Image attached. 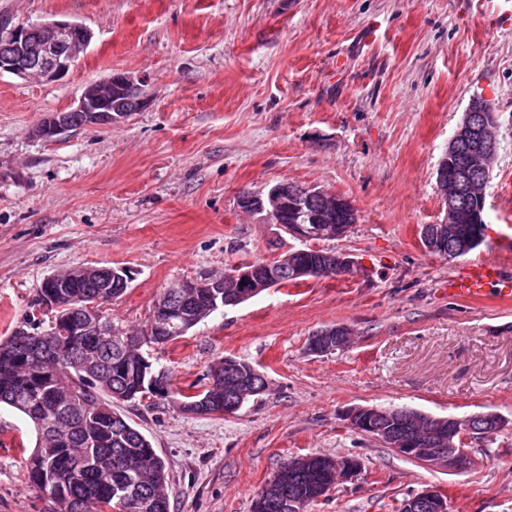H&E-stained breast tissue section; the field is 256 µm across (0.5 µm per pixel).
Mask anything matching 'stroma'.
I'll list each match as a JSON object with an SVG mask.
<instances>
[{"label": "stroma", "mask_w": 512, "mask_h": 512, "mask_svg": "<svg viewBox=\"0 0 512 512\" xmlns=\"http://www.w3.org/2000/svg\"><path fill=\"white\" fill-rule=\"evenodd\" d=\"M27 25L75 20L94 37L53 80L0 75V338L30 317L44 278L78 266L132 279L109 314L143 330L171 285L272 260L291 244L237 205L279 182L346 196L358 221L323 249L357 272L269 288L142 352L174 388L200 389L233 356L268 388L229 415L169 400L118 403L164 460L170 512H253L282 462L352 456L354 481L306 512H400L434 486L449 512H512V298L448 294L449 277L498 257L512 208V0H0ZM130 75L146 104L54 141L32 130L105 75ZM498 121L484 242L448 260L422 225L444 216L440 160L473 99ZM352 329L315 355L325 328ZM358 407L434 416L493 412L507 427L473 443L463 473L401 457L354 430ZM30 422L0 406V512H54L30 486Z\"/></svg>", "instance_id": "1"}]
</instances>
